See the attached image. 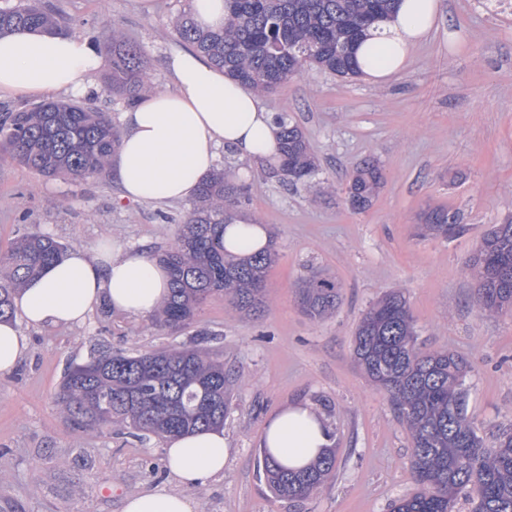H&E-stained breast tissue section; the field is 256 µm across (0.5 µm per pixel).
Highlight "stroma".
I'll return each instance as SVG.
<instances>
[{
    "label": "stroma",
    "mask_w": 512,
    "mask_h": 512,
    "mask_svg": "<svg viewBox=\"0 0 512 512\" xmlns=\"http://www.w3.org/2000/svg\"><path fill=\"white\" fill-rule=\"evenodd\" d=\"M42 0L67 32L102 43L119 31L147 60L148 91L171 88L173 32L191 0ZM266 109L288 114L316 161L309 182L248 168L238 216L274 235L264 313L245 317L228 297L201 305L194 324L161 329L100 303L81 325L24 329L27 348L0 377V512H122L126 495L178 490L164 441L126 428H74L55 403L69 366L91 348L153 353L195 345L220 354L235 378L224 419L230 453L222 477L189 494L198 512H389L414 492L411 436L385 391L356 364L352 345L369 305L399 290L421 351L465 358L467 412L491 440L512 422V311L482 314L469 267L483 235L512 219V0H440L436 29L409 67L384 85L307 70L270 93ZM375 160L384 183L370 207H352L347 187ZM192 201L122 200L110 173L74 181L46 178L0 155V252L32 231L66 247L109 238L152 254L168 249ZM442 206L466 230L420 235L419 213ZM318 271L342 301L315 320L295 283ZM306 402L324 414L336 448L334 476L313 496L275 495L260 439L275 412Z\"/></svg>",
    "instance_id": "stroma-1"
}]
</instances>
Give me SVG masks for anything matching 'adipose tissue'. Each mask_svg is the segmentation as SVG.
I'll return each mask as SVG.
<instances>
[{"instance_id":"obj_1","label":"adipose tissue","mask_w":512,"mask_h":512,"mask_svg":"<svg viewBox=\"0 0 512 512\" xmlns=\"http://www.w3.org/2000/svg\"><path fill=\"white\" fill-rule=\"evenodd\" d=\"M439 0H397L391 17L356 48L359 73L383 85L409 65L414 48L437 23ZM101 57L88 39L63 32L17 29L0 35V100L35 98L63 91L75 97ZM173 87L141 98L122 112L121 140L112 160V178L121 198L184 201L216 166L219 152L241 160L279 159L278 128L254 91L226 76L191 48L172 53ZM265 225L236 222L224 227V248L232 255L266 249ZM167 268L144 248L113 242L75 248L28 281L14 305L21 322H0V376L11 373L26 349L19 326L34 328L85 321L100 302L134 317L153 314L168 294ZM331 440L327 427L304 405L286 407L267 422L262 445L284 466H308ZM229 449L220 428L168 437L170 475L188 487L206 485L223 474ZM122 512H197L189 495L163 488L128 495Z\"/></svg>"}]
</instances>
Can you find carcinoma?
I'll return each mask as SVG.
<instances>
[{
	"label": "carcinoma",
	"instance_id": "cac0c4a2",
	"mask_svg": "<svg viewBox=\"0 0 512 512\" xmlns=\"http://www.w3.org/2000/svg\"><path fill=\"white\" fill-rule=\"evenodd\" d=\"M221 31L205 30L190 14L176 24L178 37L257 91H272L313 66L339 76L358 75L355 48L395 0H226ZM55 22L34 0L0 9V34L18 28L51 29ZM111 56L107 84L112 94L132 102L139 94L143 54L119 31L104 42ZM280 168L298 182L314 163L301 130L279 117ZM119 133L104 112L48 99L30 110L0 113V154L47 177L86 180L99 174L118 147ZM382 185L373 161L358 168L348 185L359 210L368 207ZM237 189L216 171L202 180L197 203L174 245L159 255L170 273V292L158 322L186 326L210 297L224 294L235 308L255 315L265 307L266 277L277 255L276 240L246 258L224 253V225L235 219ZM423 235L448 236V209L420 213ZM65 246L30 233L0 255V321L13 318L12 299L26 281L58 262ZM471 266L477 278V304L483 313L512 309V221L483 237ZM299 304L314 319L340 304L336 281L312 273L297 285ZM354 357L364 373L387 393L412 438L417 491L403 495L391 512H456L458 495L472 494L471 512H512V425L489 443L466 415L467 364L448 352L421 353L404 294L391 292L365 312L357 327ZM232 394L230 374L216 355L195 346L132 355L92 349L71 366L57 394L63 414L79 426L123 424L139 438L169 436L222 427ZM336 470L331 450L302 470L288 469L272 456L263 471L279 496L304 499Z\"/></svg>",
	"mask_w": 512,
	"mask_h": 512
}]
</instances>
